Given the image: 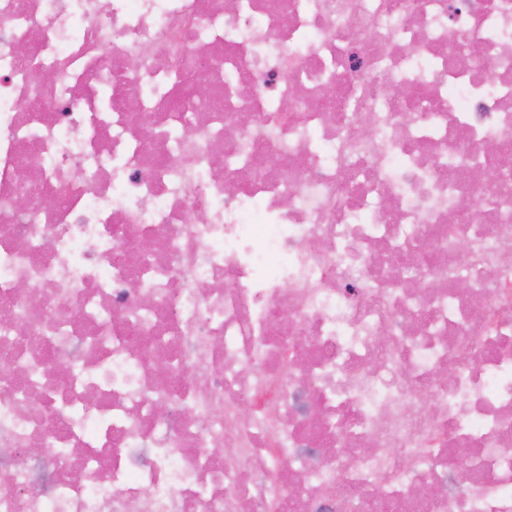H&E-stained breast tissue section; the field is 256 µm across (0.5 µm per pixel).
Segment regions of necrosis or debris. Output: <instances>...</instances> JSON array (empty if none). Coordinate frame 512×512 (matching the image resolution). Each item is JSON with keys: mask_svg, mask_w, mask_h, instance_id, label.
I'll use <instances>...</instances> for the list:
<instances>
[{"mask_svg": "<svg viewBox=\"0 0 512 512\" xmlns=\"http://www.w3.org/2000/svg\"><path fill=\"white\" fill-rule=\"evenodd\" d=\"M0 512H512V0H0Z\"/></svg>", "mask_w": 512, "mask_h": 512, "instance_id": "4bbe7bcc", "label": "necrosis or debris"}]
</instances>
